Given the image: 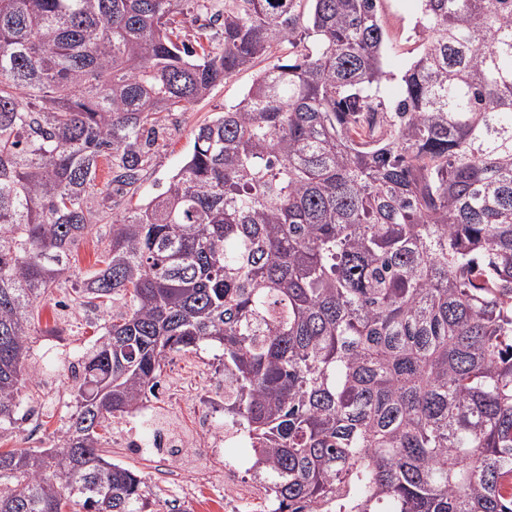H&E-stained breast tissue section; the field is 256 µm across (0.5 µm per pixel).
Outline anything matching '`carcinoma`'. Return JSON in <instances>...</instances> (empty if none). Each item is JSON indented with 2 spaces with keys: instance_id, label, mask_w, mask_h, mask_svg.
Masks as SVG:
<instances>
[{
  "instance_id": "cac0c4a2",
  "label": "carcinoma",
  "mask_w": 512,
  "mask_h": 512,
  "mask_svg": "<svg viewBox=\"0 0 512 512\" xmlns=\"http://www.w3.org/2000/svg\"><path fill=\"white\" fill-rule=\"evenodd\" d=\"M377 2L0 0V432L99 161L109 209L163 115L285 51L112 216L81 286L112 320L57 442L0 451V512H144L100 430L202 344L269 512H512V0H417L396 99ZM204 19L205 15L198 16L196 11L178 15L175 20L180 31V38L186 42H193L200 32V26L205 23Z\"/></svg>"
}]
</instances>
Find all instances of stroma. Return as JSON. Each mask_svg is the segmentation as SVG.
<instances>
[{
	"instance_id": "35a3bbf8",
	"label": "stroma",
	"mask_w": 512,
	"mask_h": 512,
	"mask_svg": "<svg viewBox=\"0 0 512 512\" xmlns=\"http://www.w3.org/2000/svg\"><path fill=\"white\" fill-rule=\"evenodd\" d=\"M379 14L390 46L384 57L387 71L397 75L422 52L415 34L418 8L415 0H380ZM256 68H246L215 87L204 100L187 110L166 117L167 132L148 162L142 182L114 195L112 211L95 224L77 245L66 281L51 291V298L38 308L32 325L31 383L23 389L20 409L38 412L39 425L21 423L0 433V448H49L57 441L68 420L72 401V372L80 356L100 337L112 312L83 306L73 292L90 272L108 244L113 214L149 201L179 169L192 148L195 129L224 107L237 103L251 85ZM168 391L157 396L146 415L126 416L112 423L104 443L113 462L137 471L146 486L150 512H224L225 497H233L239 512H265L267 498L251 479V450L238 444L233 448H193L171 456L153 448L136 451L124 447L127 436L149 438L159 427L177 432L179 437H195L197 420L210 411L214 432L224 429V408L210 398L224 389V362L217 348L207 345L171 356L162 374ZM239 465L229 470L228 457Z\"/></svg>"
}]
</instances>
